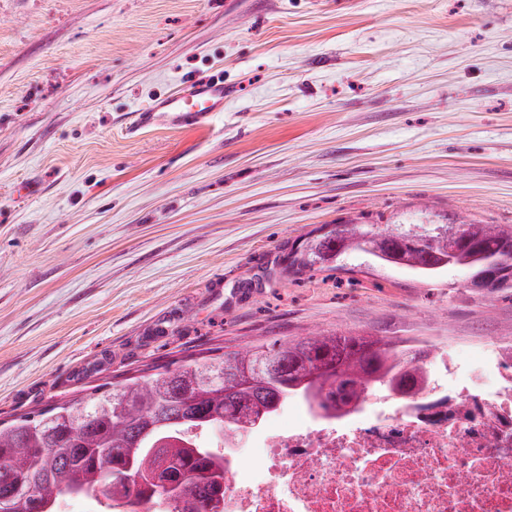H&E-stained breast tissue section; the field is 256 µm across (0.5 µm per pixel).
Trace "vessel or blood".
Returning a JSON list of instances; mask_svg holds the SVG:
<instances>
[{
	"instance_id": "1",
	"label": "vessel or blood",
	"mask_w": 512,
	"mask_h": 512,
	"mask_svg": "<svg viewBox=\"0 0 512 512\" xmlns=\"http://www.w3.org/2000/svg\"><path fill=\"white\" fill-rule=\"evenodd\" d=\"M224 82L204 78L163 97L141 109L131 124L132 130L166 120L175 126H203L224 110Z\"/></svg>"
}]
</instances>
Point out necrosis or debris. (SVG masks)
I'll return each mask as SVG.
<instances>
[{
  "label": "necrosis or debris",
  "instance_id": "necrosis-or-debris-1",
  "mask_svg": "<svg viewBox=\"0 0 512 512\" xmlns=\"http://www.w3.org/2000/svg\"><path fill=\"white\" fill-rule=\"evenodd\" d=\"M268 434L224 468L218 512H512V357L472 378Z\"/></svg>",
  "mask_w": 512,
  "mask_h": 512
}]
</instances>
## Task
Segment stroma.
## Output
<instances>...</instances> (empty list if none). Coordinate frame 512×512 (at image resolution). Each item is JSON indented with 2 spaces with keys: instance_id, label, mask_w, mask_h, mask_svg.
Returning a JSON list of instances; mask_svg holds the SVG:
<instances>
[{
  "instance_id": "stroma-1",
  "label": "stroma",
  "mask_w": 512,
  "mask_h": 512,
  "mask_svg": "<svg viewBox=\"0 0 512 512\" xmlns=\"http://www.w3.org/2000/svg\"><path fill=\"white\" fill-rule=\"evenodd\" d=\"M209 125L127 127L199 77ZM512 224V0H0V422L312 329L457 354L512 294L292 276L350 218Z\"/></svg>"
}]
</instances>
